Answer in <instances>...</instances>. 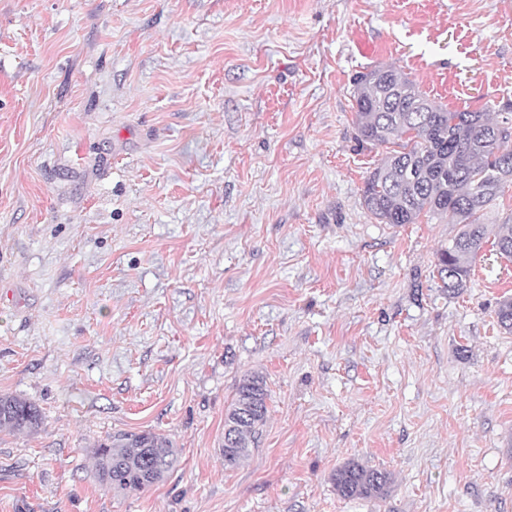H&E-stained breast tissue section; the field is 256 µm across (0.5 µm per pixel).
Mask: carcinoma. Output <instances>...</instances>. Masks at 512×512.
Here are the masks:
<instances>
[{
  "mask_svg": "<svg viewBox=\"0 0 512 512\" xmlns=\"http://www.w3.org/2000/svg\"><path fill=\"white\" fill-rule=\"evenodd\" d=\"M356 134L361 147L400 140L370 172L362 190L365 209L381 224H414L424 212L451 214L462 230L441 252L437 273L450 296L468 288L470 261L488 233L504 258H512V224L488 226L484 211L512 179V118L493 121L485 112L450 111L427 96L400 70L388 66L355 79ZM501 330L512 333V298L499 302ZM268 390L260 375L238 385L224 414V466L236 467L250 455L266 422ZM42 424L35 404L0 394V429L34 432ZM99 480L113 493L143 492L160 482L176 461L171 441L154 432L116 433L94 451ZM337 494L349 500L380 498L391 475L347 462L333 475Z\"/></svg>",
  "mask_w": 512,
  "mask_h": 512,
  "instance_id": "carcinoma-1",
  "label": "carcinoma"
}]
</instances>
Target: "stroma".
<instances>
[{
    "mask_svg": "<svg viewBox=\"0 0 512 512\" xmlns=\"http://www.w3.org/2000/svg\"><path fill=\"white\" fill-rule=\"evenodd\" d=\"M512 113V0H0V512H512V260L451 297L446 215L382 224L353 80ZM268 417L226 467L224 414ZM169 438L116 495L94 450ZM356 461L384 497L345 500ZM268 390L264 378H244L236 390V398L224 414V464L236 467L250 455L260 429L266 422ZM229 428V429H228ZM42 424V414L35 404L20 397L0 394V429L34 432ZM99 480L113 493L143 492L160 482L176 461V449L154 432L116 433L94 451ZM391 475L368 468L358 462H347L333 475L337 494L349 500L380 498L388 493Z\"/></svg>",
    "mask_w": 512,
    "mask_h": 512,
    "instance_id": "35a3bbf8",
    "label": "stroma"
}]
</instances>
